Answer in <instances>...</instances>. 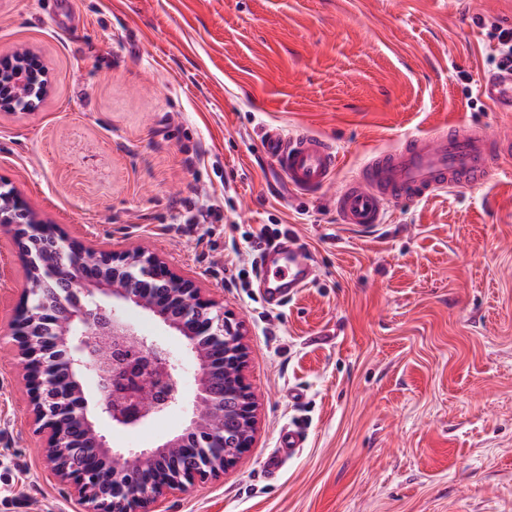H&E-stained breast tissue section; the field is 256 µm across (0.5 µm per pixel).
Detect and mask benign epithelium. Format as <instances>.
Returning a JSON list of instances; mask_svg holds the SVG:
<instances>
[{
	"instance_id": "7a95c632",
	"label": "benign epithelium",
	"mask_w": 512,
	"mask_h": 512,
	"mask_svg": "<svg viewBox=\"0 0 512 512\" xmlns=\"http://www.w3.org/2000/svg\"><path fill=\"white\" fill-rule=\"evenodd\" d=\"M11 74L0 92V110L29 108L32 96L46 72L29 50L0 58V71ZM16 197L0 193V225L23 234L27 224L39 220L29 211L15 208ZM89 259L101 272L91 276L79 271L48 270L58 280L60 302L77 298L55 327V350L63 370L52 380L30 370L44 363L48 352L37 339L22 331V320L14 319L10 335L21 358L30 394L35 432L46 439V463L51 472L68 484L85 507V512H158L159 502L170 491L195 481L204 482L225 474L252 447L257 432V406L246 382L247 346L244 324L224 313V307L194 281L175 273L158 256L145 251H96L77 240L52 237ZM161 269L168 282L165 294L148 299L140 277ZM39 291L29 281L24 306L31 321L43 314V307L28 302ZM137 308L182 336L197 363L196 390L191 417L178 434L154 448L121 449L109 445L89 413L83 378L100 377L98 407L118 428L136 427L179 406L183 400L178 366L170 361L158 343L138 334L117 314L119 307ZM224 339V387L215 384L207 336ZM224 436V453L209 456L206 463L185 473L166 474L143 492L134 491L125 500L106 493L109 484L134 463L163 466L182 452L187 444H206Z\"/></svg>"
}]
</instances>
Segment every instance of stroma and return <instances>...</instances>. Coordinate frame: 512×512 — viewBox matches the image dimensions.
Masks as SVG:
<instances>
[{"mask_svg": "<svg viewBox=\"0 0 512 512\" xmlns=\"http://www.w3.org/2000/svg\"><path fill=\"white\" fill-rule=\"evenodd\" d=\"M490 20L512 27V0H0V56L33 50L51 79L37 109L0 112V192L91 248L155 253L245 321L254 445L159 512H512V166L361 232L260 142L268 124L333 140L341 185L441 125L512 131L478 95ZM263 229L294 235L316 269L279 307L257 274L229 285ZM27 284L0 227V334ZM123 316L184 367L182 406L102 426L112 447L152 448L188 421L193 356L145 312ZM291 424L306 444L268 473ZM4 487L0 512H83L47 468L6 341Z\"/></svg>", "mask_w": 512, "mask_h": 512, "instance_id": "1", "label": "stroma"}]
</instances>
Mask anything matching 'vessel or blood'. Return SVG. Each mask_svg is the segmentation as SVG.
Segmentation results:
<instances>
[{
	"label": "vessel or blood",
	"mask_w": 512,
	"mask_h": 512,
	"mask_svg": "<svg viewBox=\"0 0 512 512\" xmlns=\"http://www.w3.org/2000/svg\"><path fill=\"white\" fill-rule=\"evenodd\" d=\"M479 92L498 111L512 112V67L491 71L483 78ZM261 144L302 194L333 188L332 204L340 223L356 230L380 224L390 204L416 202L448 189L481 185L496 165L512 159L511 133L492 135L482 127L454 123L377 152L356 178L338 188L334 185L338 153L333 141L302 130L289 133L268 125L261 132ZM259 270L262 296L273 306L288 301L314 278L305 248L293 239L267 247L259 260ZM305 440L300 428H286L279 441L280 453L267 459L268 471L279 470L282 455L297 454Z\"/></svg>",
	"instance_id": "vessel-or-blood-1"
}]
</instances>
